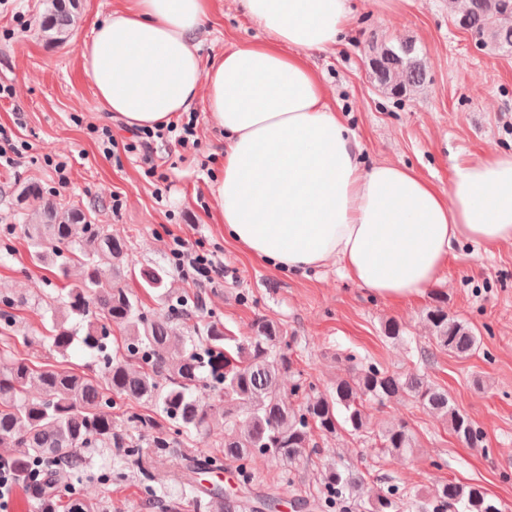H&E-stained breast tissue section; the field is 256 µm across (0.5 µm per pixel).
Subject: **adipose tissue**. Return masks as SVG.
<instances>
[{
    "label": "adipose tissue",
    "instance_id": "1",
    "mask_svg": "<svg viewBox=\"0 0 512 512\" xmlns=\"http://www.w3.org/2000/svg\"><path fill=\"white\" fill-rule=\"evenodd\" d=\"M264 34L203 65L195 35L215 0H121L81 57L102 110L131 129L204 105L224 133L215 198L226 234L285 272L340 266L385 300L420 295L464 241L512 242V154L457 167L443 189L365 163L309 54L338 44L349 0H236Z\"/></svg>",
    "mask_w": 512,
    "mask_h": 512
}]
</instances>
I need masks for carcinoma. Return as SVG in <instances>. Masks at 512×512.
Instances as JSON below:
<instances>
[{"label": "carcinoma", "instance_id": "obj_1", "mask_svg": "<svg viewBox=\"0 0 512 512\" xmlns=\"http://www.w3.org/2000/svg\"><path fill=\"white\" fill-rule=\"evenodd\" d=\"M41 30L48 40L63 43L68 37L74 0H50ZM459 28L476 44L512 49V0H467L456 18ZM370 68L388 94L400 96L425 81L424 64L415 44L380 45L373 49ZM29 255L37 266L55 270L66 285L52 297L51 324L43 336L51 358L34 363L15 351L8 335L10 315L0 335V448L9 449L19 479L38 497L53 498V491L83 470L90 448L114 449L110 462L117 478L132 469L143 477L160 464L178 440L193 432L219 429L224 441L219 454L186 469L180 493L197 501L225 504L223 512H272V493L255 488L251 467L257 457L293 465L307 459L317 447L314 433L334 435L341 430L372 433L380 448L392 455L410 456L418 447L413 431L403 422H385L371 430L366 402L379 406L400 398L441 417L464 445L477 448L483 433L469 417L451 405L448 391L432 384L419 370L388 372L357 356L346 357L349 367L329 389L305 384L293 371L290 344L280 328L259 317L253 335L241 339L224 333L213 320L188 321L207 305L203 293H194L160 315L142 306L132 291L122 286L125 268L132 263L127 241L93 224L77 208L62 210L47 198L41 223L23 225ZM82 274L71 278L72 268ZM109 271L104 278L103 270ZM147 290L168 288V271L155 267L141 272ZM433 327L432 345L440 351L467 356L477 336L463 321L449 316L444 302L427 310ZM122 332L111 340L112 326ZM80 343L95 358L97 372L90 375L68 364V352ZM293 377L289 394L281 379ZM299 399L294 404L288 396ZM119 397L151 412H133L126 427L112 421V397ZM157 432L155 456L145 458L129 431ZM237 463L240 493L227 494L218 486L206 487L197 475L217 466L221 459ZM362 476L344 465L329 468L319 495L301 497L302 505L320 509L325 503L347 502L363 512H429L443 505L451 512H499L482 487L448 482L430 499L398 484L379 488L368 497L361 493Z\"/></svg>", "mask_w": 512, "mask_h": 512}]
</instances>
